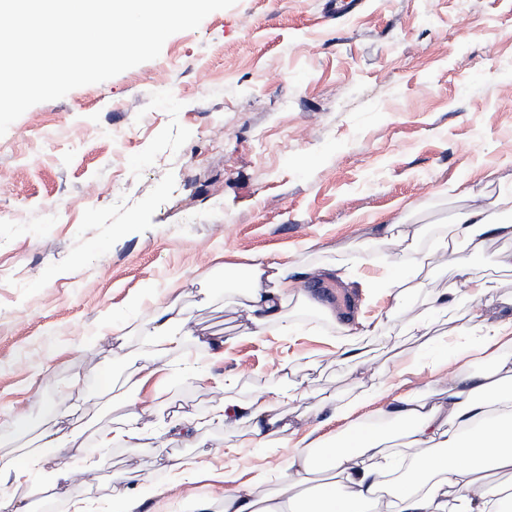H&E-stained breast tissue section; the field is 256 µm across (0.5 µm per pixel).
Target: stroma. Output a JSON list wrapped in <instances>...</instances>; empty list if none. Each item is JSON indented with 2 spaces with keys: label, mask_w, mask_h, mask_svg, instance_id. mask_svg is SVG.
Here are the masks:
<instances>
[{
  "label": "stroma",
  "mask_w": 512,
  "mask_h": 512,
  "mask_svg": "<svg viewBox=\"0 0 512 512\" xmlns=\"http://www.w3.org/2000/svg\"><path fill=\"white\" fill-rule=\"evenodd\" d=\"M334 3L237 0L170 36L157 59L36 104L0 136V456L38 451L47 402L75 378L94 402L87 430L118 425L125 373L144 350L134 324L170 288L192 310L181 357H196L202 337L223 340L224 355L200 376L155 380L151 423L281 385L295 397L275 411L328 435L442 392L448 371L492 368L494 357L468 355L470 328L478 312L512 315V271L496 265L512 236L476 252L435 243L474 196L512 184V0H362L341 14ZM401 225L415 250L401 268L371 266L398 252ZM228 255L290 263L318 306L289 304L292 332L250 335L244 308L222 292ZM461 256L489 292H459L431 313ZM412 268L402 300L361 280ZM362 319L370 335H359ZM346 338L352 363L337 353ZM373 366L392 377L388 392L347 422L315 416L322 399L369 388ZM216 378L226 391L212 389ZM248 432L208 427L196 448L115 445L35 495L30 512H68L76 496L88 512H113L109 478L126 469H141L169 512L220 494L206 469L244 483L285 474L287 449L231 451ZM175 458L194 460L200 477L173 478Z\"/></svg>",
  "instance_id": "obj_1"
}]
</instances>
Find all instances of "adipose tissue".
<instances>
[{
	"label": "adipose tissue",
	"mask_w": 512,
	"mask_h": 512,
	"mask_svg": "<svg viewBox=\"0 0 512 512\" xmlns=\"http://www.w3.org/2000/svg\"><path fill=\"white\" fill-rule=\"evenodd\" d=\"M492 206L512 215V193H500L493 205L478 203L461 211L438 249L460 242L476 247L492 234L512 236L511 224L489 222L487 210ZM224 268L247 272L236 297L253 335L271 324L288 330L285 308L295 295L290 264L253 256L246 266L228 262ZM190 320L189 309L170 297L141 323L146 348L140 365L125 377V421L116 428L98 429L97 448L105 451L118 442L135 446L150 438L194 439L201 426L196 418L176 413L162 427L143 420L150 408L146 388L159 373L170 371V357L182 348ZM476 329L480 352L498 354L489 372H449L441 379L448 388L446 397L412 395L382 409L384 421L409 438L407 455L388 448L389 433L371 428H348L328 438L294 431L287 415L273 408L274 401L289 398L286 389L263 390L245 403L220 401L208 421L227 427L249 423L251 436L242 442L246 448L288 443L289 479L304 481L315 473H332L333 482L314 487L310 512H370L382 504L386 512H498L502 490L481 479L480 473L487 463L512 472V315L493 322L479 320ZM78 411L75 402L50 404L40 435L42 452L19 462L1 458L0 488L34 494L44 485L70 480L86 445ZM300 504L287 490L264 496L256 485L228 477L219 499L198 501L194 512H301Z\"/></svg>",
	"instance_id": "obj_1"
}]
</instances>
